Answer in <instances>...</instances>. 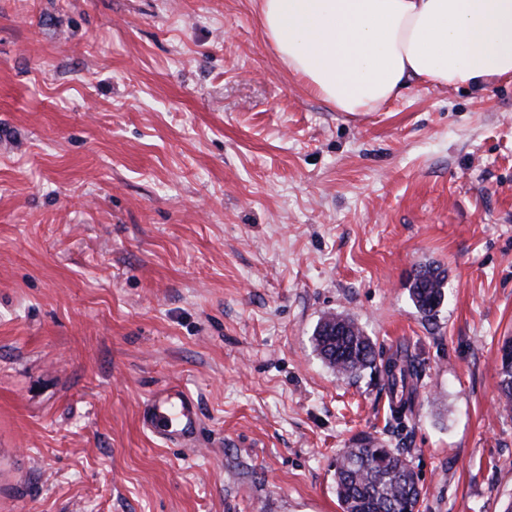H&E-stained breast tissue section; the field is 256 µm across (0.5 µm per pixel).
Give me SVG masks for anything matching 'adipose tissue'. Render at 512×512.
Instances as JSON below:
<instances>
[{"mask_svg":"<svg viewBox=\"0 0 512 512\" xmlns=\"http://www.w3.org/2000/svg\"><path fill=\"white\" fill-rule=\"evenodd\" d=\"M278 58L339 112L403 88L481 92L512 81V0H257Z\"/></svg>","mask_w":512,"mask_h":512,"instance_id":"1","label":"adipose tissue"}]
</instances>
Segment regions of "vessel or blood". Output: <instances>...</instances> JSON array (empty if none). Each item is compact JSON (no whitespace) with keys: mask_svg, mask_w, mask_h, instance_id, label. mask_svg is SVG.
Instances as JSON below:
<instances>
[{"mask_svg":"<svg viewBox=\"0 0 512 512\" xmlns=\"http://www.w3.org/2000/svg\"><path fill=\"white\" fill-rule=\"evenodd\" d=\"M141 422L146 431L165 443L189 446L200 430L198 402L181 387L159 389L143 405Z\"/></svg>","mask_w":512,"mask_h":512,"instance_id":"vessel-or-blood-1","label":"vessel or blood"}]
</instances>
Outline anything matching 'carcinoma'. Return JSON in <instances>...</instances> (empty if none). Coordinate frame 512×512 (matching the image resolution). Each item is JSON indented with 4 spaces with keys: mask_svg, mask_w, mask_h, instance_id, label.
<instances>
[{
    "mask_svg": "<svg viewBox=\"0 0 512 512\" xmlns=\"http://www.w3.org/2000/svg\"><path fill=\"white\" fill-rule=\"evenodd\" d=\"M447 270L441 265L420 266L410 285V299L417 312L429 320L445 299ZM312 343L317 355L340 377H357L370 370L386 377L399 407H412L416 388L410 380L414 367L395 356L381 358L376 343L358 323L342 313L320 319ZM500 400L512 409V341L502 347ZM336 496L341 512H419L420 478L398 451L370 436L362 437L336 458Z\"/></svg>",
    "mask_w": 512,
    "mask_h": 512,
    "instance_id": "carcinoma-1",
    "label": "carcinoma"
}]
</instances>
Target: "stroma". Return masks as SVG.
<instances>
[{
  "mask_svg": "<svg viewBox=\"0 0 512 512\" xmlns=\"http://www.w3.org/2000/svg\"><path fill=\"white\" fill-rule=\"evenodd\" d=\"M336 312L414 364L403 416L317 356ZM510 339L511 81L350 116L254 0H0V512H341L360 435L410 460L421 512H504ZM166 384L197 447L140 423ZM447 270L441 265L425 264L416 270L410 285V299L424 319L434 318L445 299ZM500 367V400L505 408L512 409V341L505 342L502 347Z\"/></svg>",
  "mask_w": 512,
  "mask_h": 512,
  "instance_id": "stroma-1",
  "label": "stroma"
}]
</instances>
